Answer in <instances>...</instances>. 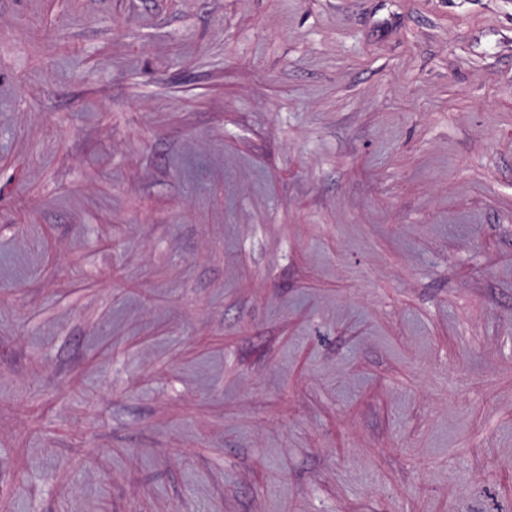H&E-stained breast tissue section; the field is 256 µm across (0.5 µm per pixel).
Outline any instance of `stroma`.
<instances>
[{
	"mask_svg": "<svg viewBox=\"0 0 512 512\" xmlns=\"http://www.w3.org/2000/svg\"><path fill=\"white\" fill-rule=\"evenodd\" d=\"M0 512H512V0H0Z\"/></svg>",
	"mask_w": 512,
	"mask_h": 512,
	"instance_id": "stroma-1",
	"label": "stroma"
}]
</instances>
